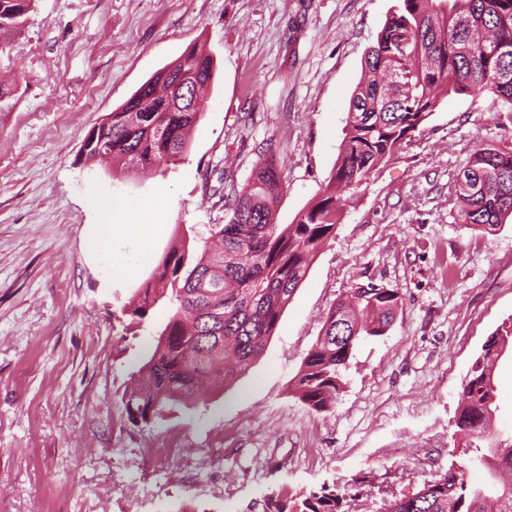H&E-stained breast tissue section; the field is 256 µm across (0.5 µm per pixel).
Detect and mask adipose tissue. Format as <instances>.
<instances>
[{"instance_id": "ef3b65f1", "label": "adipose tissue", "mask_w": 512, "mask_h": 512, "mask_svg": "<svg viewBox=\"0 0 512 512\" xmlns=\"http://www.w3.org/2000/svg\"><path fill=\"white\" fill-rule=\"evenodd\" d=\"M157 232V225L148 219L138 224H102L91 237V251L104 272L118 270L130 274L149 260ZM118 234L135 238L140 244L138 252L131 254L115 248L114 237Z\"/></svg>"}]
</instances>
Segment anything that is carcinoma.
I'll return each instance as SVG.
<instances>
[{
	"mask_svg": "<svg viewBox=\"0 0 512 512\" xmlns=\"http://www.w3.org/2000/svg\"><path fill=\"white\" fill-rule=\"evenodd\" d=\"M31 2L0 0V52L6 48L4 35L22 25ZM214 72L209 52L186 49L88 135L81 160L107 155L136 168L181 161L200 112L170 108L180 90L175 77L187 76L199 97ZM450 92H489L512 112V0H395L364 58L340 154L315 202L293 223H276L280 167L262 159L247 182L225 197L224 223L209 225L211 245L193 261L182 242L166 249L138 289L139 305L131 309L138 327L158 302L165 299L171 308L126 401L132 422L153 425L194 400L206 382L228 383L252 365L336 228L343 195L411 138L439 97ZM462 179L465 184L456 186L458 223L492 230L512 215L511 148H478ZM401 301L398 289L369 283L334 304L290 394L313 412L331 411L353 349L363 337L385 335ZM498 345L512 346L511 321L487 338L474 360L456 419L462 453H478L491 482L470 486L465 465L453 460L438 481L410 498L388 501L387 512H512V440H500L491 430ZM340 507L341 496L328 486L300 501L274 504L276 512H340Z\"/></svg>",
	"mask_w": 512,
	"mask_h": 512,
	"instance_id": "1",
	"label": "carcinoma"
}]
</instances>
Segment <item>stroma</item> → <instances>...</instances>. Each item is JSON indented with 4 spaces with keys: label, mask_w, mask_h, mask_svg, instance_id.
<instances>
[{
    "label": "stroma",
    "mask_w": 512,
    "mask_h": 512,
    "mask_svg": "<svg viewBox=\"0 0 512 512\" xmlns=\"http://www.w3.org/2000/svg\"><path fill=\"white\" fill-rule=\"evenodd\" d=\"M395 0H34L0 55V512H269L336 486L341 512H379L448 470L467 373L512 320V217L458 224L475 149L512 147L490 94L449 95L349 194L251 368L161 422L125 402L168 310L131 333L124 309L174 241L190 257L219 202L268 152L284 159L277 221L320 194L349 98ZM216 61L188 153L168 170L79 163L112 110L187 48ZM163 230L135 275H103L97 225ZM399 289L390 330L361 343L332 411L289 384L330 306ZM179 450H158L169 441Z\"/></svg>",
    "instance_id": "35a3bbf8"
}]
</instances>
